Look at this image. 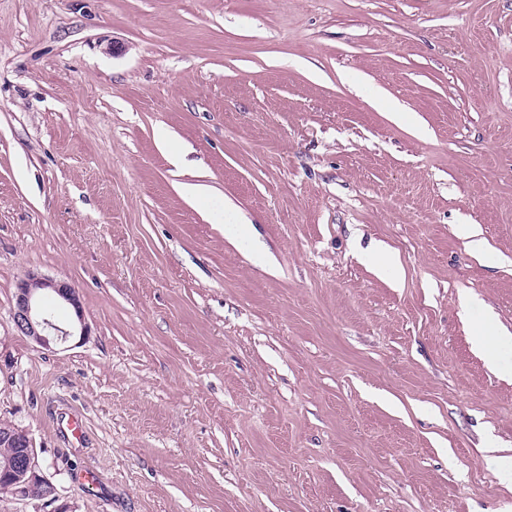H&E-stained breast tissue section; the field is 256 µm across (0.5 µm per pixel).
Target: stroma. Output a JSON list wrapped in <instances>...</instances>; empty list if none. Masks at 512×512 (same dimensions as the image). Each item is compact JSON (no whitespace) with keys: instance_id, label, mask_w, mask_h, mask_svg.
<instances>
[{"instance_id":"1","label":"stroma","mask_w":512,"mask_h":512,"mask_svg":"<svg viewBox=\"0 0 512 512\" xmlns=\"http://www.w3.org/2000/svg\"><path fill=\"white\" fill-rule=\"evenodd\" d=\"M30 272L85 338L17 332ZM489 315L512 0H0V422L50 487L0 512H512ZM510 335L512 334L499 327L484 323L482 332L475 339V346L491 367L499 366V350L504 346L512 345Z\"/></svg>"}]
</instances>
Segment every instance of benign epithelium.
I'll return each mask as SVG.
<instances>
[{
	"label": "benign epithelium",
	"instance_id": "benign-epithelium-1",
	"mask_svg": "<svg viewBox=\"0 0 512 512\" xmlns=\"http://www.w3.org/2000/svg\"><path fill=\"white\" fill-rule=\"evenodd\" d=\"M46 294H53L73 307L79 331L62 329L53 322L41 305L42 297ZM12 319L18 332L45 347L52 342H65L76 334L81 337L87 335L75 289L65 282L34 273L28 274L18 284ZM1 444L20 449V456L16 461L0 470V484L4 485L5 490L16 494L34 483H45L33 450L32 439L24 429L17 426L0 434Z\"/></svg>",
	"mask_w": 512,
	"mask_h": 512
}]
</instances>
